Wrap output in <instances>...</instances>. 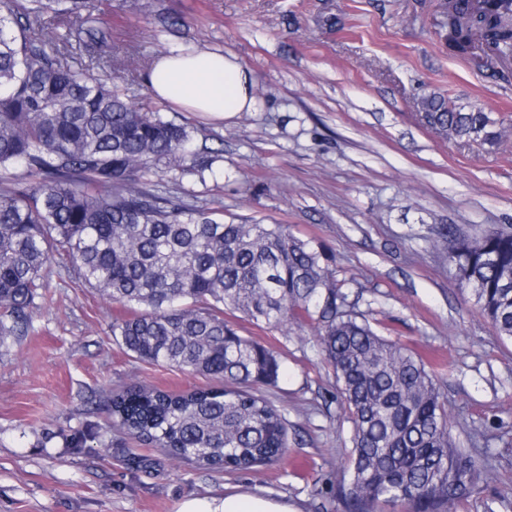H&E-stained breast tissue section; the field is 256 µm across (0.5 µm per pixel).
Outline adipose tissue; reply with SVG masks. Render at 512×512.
<instances>
[{
    "instance_id": "1",
    "label": "adipose tissue",
    "mask_w": 512,
    "mask_h": 512,
    "mask_svg": "<svg viewBox=\"0 0 512 512\" xmlns=\"http://www.w3.org/2000/svg\"><path fill=\"white\" fill-rule=\"evenodd\" d=\"M144 83L155 99L182 112H198L224 121L255 105L252 71L233 54L169 50L148 67ZM178 512H293L262 493L193 497Z\"/></svg>"
}]
</instances>
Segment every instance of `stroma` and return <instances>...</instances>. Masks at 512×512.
I'll return each mask as SVG.
<instances>
[{"mask_svg":"<svg viewBox=\"0 0 512 512\" xmlns=\"http://www.w3.org/2000/svg\"><path fill=\"white\" fill-rule=\"evenodd\" d=\"M445 0H93L116 58L108 76L134 102L142 74L173 48L236 55L256 79L254 111L229 121L157 103L187 124L211 169H163L160 193L242 224L288 225L322 252L356 311L436 374L450 434L483 479L460 512H512V339L499 336L446 262L444 229L512 224V56L479 68L445 39ZM178 18L166 29L162 20ZM482 109L499 137H448L420 101ZM25 336L0 347V512H177L190 497L266 492L295 512H336L328 487L352 425L310 326L275 329L227 314L279 352L269 398L288 421V451L260 472L171 458L110 429V391L174 392L200 374L148 364L112 337L121 305L84 287L61 260L44 274ZM103 444L69 447L74 434Z\"/></svg>","mask_w":512,"mask_h":512,"instance_id":"obj_1","label":"stroma"}]
</instances>
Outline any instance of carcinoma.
<instances>
[{
    "label": "carcinoma",
    "mask_w": 512,
    "mask_h": 512,
    "mask_svg": "<svg viewBox=\"0 0 512 512\" xmlns=\"http://www.w3.org/2000/svg\"><path fill=\"white\" fill-rule=\"evenodd\" d=\"M90 4L0 0V346L25 335L44 272L64 257L85 286L133 309L112 321L126 353L222 383L114 392L112 426L200 467L256 471L288 448L285 415L253 388L276 385L282 363L224 313L257 326L313 322L353 425L347 466L329 486L340 512H458L481 468L450 437L435 375L350 309L322 253L286 225L226 223L155 189L147 176L159 166L202 172L213 159L190 148L187 126L131 104L83 57L111 40ZM447 9L454 51L472 55L479 40L512 53L506 0ZM421 107L450 136L498 137L480 109L440 96ZM445 239L457 281L512 339V225Z\"/></svg>",
    "instance_id": "1"
}]
</instances>
